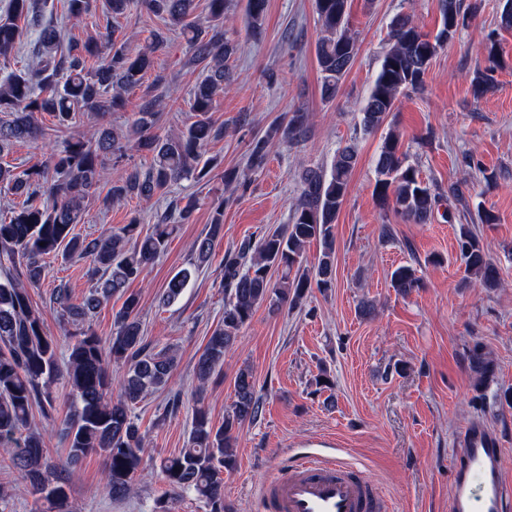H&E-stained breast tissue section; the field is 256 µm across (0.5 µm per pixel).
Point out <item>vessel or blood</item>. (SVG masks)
<instances>
[{"instance_id":"obj_1","label":"vessel or blood","mask_w":512,"mask_h":512,"mask_svg":"<svg viewBox=\"0 0 512 512\" xmlns=\"http://www.w3.org/2000/svg\"><path fill=\"white\" fill-rule=\"evenodd\" d=\"M450 468L449 512H512V486L490 427L466 426ZM265 512H390L391 505L362 469L338 457L299 455L263 489Z\"/></svg>"}]
</instances>
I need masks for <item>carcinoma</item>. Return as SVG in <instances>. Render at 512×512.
Here are the masks:
<instances>
[{"label": "carcinoma", "mask_w": 512, "mask_h": 512, "mask_svg": "<svg viewBox=\"0 0 512 512\" xmlns=\"http://www.w3.org/2000/svg\"><path fill=\"white\" fill-rule=\"evenodd\" d=\"M166 29L152 33L151 41L137 55L112 39L111 52L101 56L100 40L94 37L71 42L61 51V33L54 24L41 23L32 0H9L0 17V64L14 54L23 34L18 21L37 33L38 68H15L0 78V151L19 140L44 137L35 114L53 116L58 128H66L78 112H91L97 123L87 137H72L48 160L23 171L0 164V189L23 197L20 205L0 218V451L20 470L42 512H71L66 480L58 466L48 463L43 435L31 428L34 408L49 416L55 409L51 385L64 373L71 392V414L60 429L68 449L66 464L73 465L89 454L103 457L107 469L104 486L108 497L128 496L143 469L145 437L140 431L135 406L149 393L160 390L176 370V358L162 349L148 347L140 321L139 295L130 285L144 279L148 268L166 250L177 225L187 223L194 211L189 201L173 203L157 223L145 230L132 217L120 232L106 238L80 235L85 199L101 185L109 186L107 199L120 202L136 197L149 201L182 180L197 183L219 165L215 158L201 161L202 150L224 137L209 112L215 97L230 82L231 63L239 44L228 36L230 0H207L206 24L191 23L194 0H142ZM98 0H67L71 18L97 11ZM349 0H316L322 37L316 44L322 98L336 99L340 84L351 69L356 45L349 25ZM267 0H247L251 34L264 33ZM440 26L425 32L409 14L392 21L389 47L362 108L361 128L378 129L399 97L418 93L433 58L476 16L473 0H438ZM183 30L191 53L190 62L202 66V77L189 100L192 121L177 134L154 133L163 108V95L142 98L127 133L107 126L106 119L125 108L124 93L140 84L154 68L155 54L167 42V31ZM488 65L476 70L473 95L481 97L496 87V74L504 61L496 48V32L487 34ZM307 115L299 109L286 120L272 124L252 140L245 169L224 171V186L243 187L246 173L264 167L274 141L302 139ZM135 150L151 155L149 166L118 168ZM358 162L351 145L338 148L330 168H306L300 175V194L289 222L256 239H246L224 254V317L213 331L194 365L198 389L204 390L224 366V356L257 309L267 304L300 308L314 287H333L336 276L335 223L348 193L350 177ZM374 194L382 207L393 209L416 224H427L439 209L443 195L430 186L419 168L408 161L404 136L396 128L383 138L376 158ZM224 237V200L212 207L209 231L196 240L195 260L167 283L161 295L165 306L176 302L200 268L211 259L215 243ZM316 242L321 251L312 267L303 265L306 246ZM465 271L484 288L500 283L499 269L487 256L478 236L461 226L458 237ZM88 262L92 285L78 303L61 285L52 295L63 323L76 327L73 340L60 347L46 328L42 313L32 305L29 289L46 275L50 256ZM279 278H273V272ZM417 269L404 265L391 275L392 287L406 295L418 287ZM125 297L113 320L112 338L105 342L87 325L103 301ZM123 363L127 371L118 381L120 393L112 395L109 366ZM471 364L483 390L494 370L474 346ZM262 405L252 371L243 368L234 381V398L215 426L205 410L195 408L188 446L177 455L162 457L159 473L174 494L192 493L210 507L224 512V474L236 465L234 443L242 425L254 422Z\"/></svg>", "instance_id": "obj_1"}]
</instances>
